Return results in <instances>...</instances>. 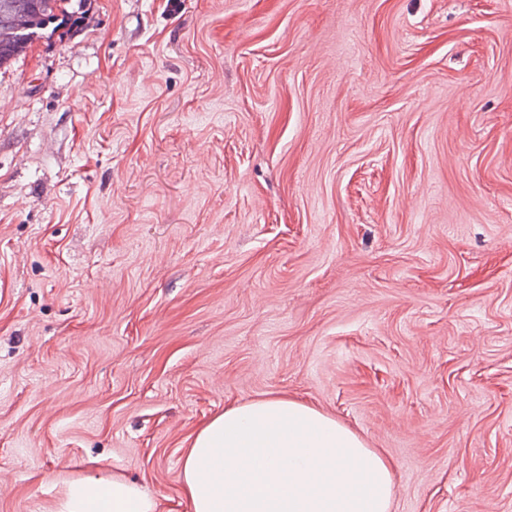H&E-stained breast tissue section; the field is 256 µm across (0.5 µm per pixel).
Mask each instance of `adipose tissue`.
<instances>
[{
	"label": "adipose tissue",
	"mask_w": 512,
	"mask_h": 512,
	"mask_svg": "<svg viewBox=\"0 0 512 512\" xmlns=\"http://www.w3.org/2000/svg\"><path fill=\"white\" fill-rule=\"evenodd\" d=\"M192 512H389V462L335 418L285 396L226 407L196 433L181 468ZM122 478L69 484L62 512H156Z\"/></svg>",
	"instance_id": "adipose-tissue-1"
}]
</instances>
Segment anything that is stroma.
Masks as SVG:
<instances>
[{"label":"stroma","mask_w":512,"mask_h":512,"mask_svg":"<svg viewBox=\"0 0 512 512\" xmlns=\"http://www.w3.org/2000/svg\"><path fill=\"white\" fill-rule=\"evenodd\" d=\"M0 69V512L280 394L390 512H512V0H83Z\"/></svg>","instance_id":"stroma-1"}]
</instances>
